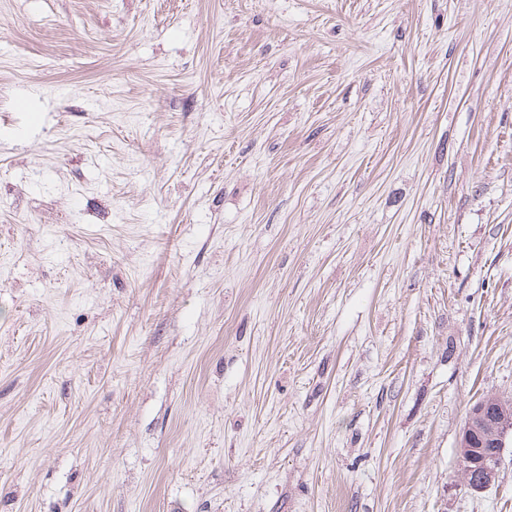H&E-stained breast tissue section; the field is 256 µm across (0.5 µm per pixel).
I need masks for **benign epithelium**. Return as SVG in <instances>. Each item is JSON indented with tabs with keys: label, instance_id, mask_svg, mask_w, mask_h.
<instances>
[{
	"label": "benign epithelium",
	"instance_id": "7a95c632",
	"mask_svg": "<svg viewBox=\"0 0 512 512\" xmlns=\"http://www.w3.org/2000/svg\"><path fill=\"white\" fill-rule=\"evenodd\" d=\"M512 438V400L488 396L469 409L456 444L467 487L479 493L498 478V465Z\"/></svg>",
	"mask_w": 512,
	"mask_h": 512
}]
</instances>
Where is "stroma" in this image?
I'll return each instance as SVG.
<instances>
[{
  "instance_id": "stroma-1",
  "label": "stroma",
  "mask_w": 512,
  "mask_h": 512,
  "mask_svg": "<svg viewBox=\"0 0 512 512\" xmlns=\"http://www.w3.org/2000/svg\"><path fill=\"white\" fill-rule=\"evenodd\" d=\"M512 0H0V512H512ZM509 437L512 441L511 399L488 396L473 404L456 444L462 475L472 492H482L495 483Z\"/></svg>"
}]
</instances>
